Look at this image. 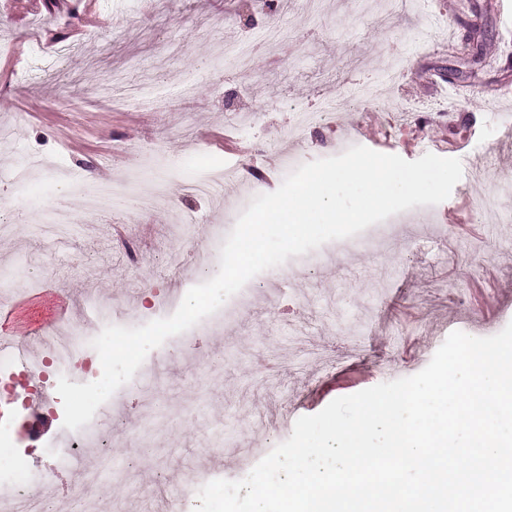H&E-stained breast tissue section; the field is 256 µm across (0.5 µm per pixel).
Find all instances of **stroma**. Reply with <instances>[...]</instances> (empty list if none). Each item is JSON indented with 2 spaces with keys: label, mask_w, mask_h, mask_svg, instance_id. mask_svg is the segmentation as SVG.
<instances>
[{
  "label": "stroma",
  "mask_w": 512,
  "mask_h": 512,
  "mask_svg": "<svg viewBox=\"0 0 512 512\" xmlns=\"http://www.w3.org/2000/svg\"><path fill=\"white\" fill-rule=\"evenodd\" d=\"M282 28L279 42L228 68L225 50L248 31ZM149 110L97 88L113 80ZM371 83L373 102L348 98ZM512 5L499 0H0V333L33 342L62 326L98 335L125 313L141 323L172 315L187 291L219 270L215 257L246 201L275 191L281 160L306 163L362 145L414 161L426 153L477 163L435 206L385 220L384 247H346L314 266L318 251L292 256L247 284L249 307L224 311L170 337L187 345L158 380L109 402L119 423L112 461L101 470L97 512H194L187 476L238 480L290 437L299 417L332 400L420 372L456 330L476 337L512 322V223L477 207L489 186L512 176ZM344 98L327 122L292 129L293 112ZM225 172L223 186L195 196L188 184ZM109 183L111 217L90 210L86 187ZM468 193L477 235L454 232L445 214ZM152 198L151 208L142 199ZM80 216L58 250L46 234L57 206ZM197 215L194 224L181 214ZM494 273L490 309L471 299ZM43 390L21 434L32 473L56 446L64 411L60 377L85 383L76 364L44 362ZM226 427L223 456L199 427ZM153 421L151 445L127 437Z\"/></svg>",
  "instance_id": "obj_1"
}]
</instances>
